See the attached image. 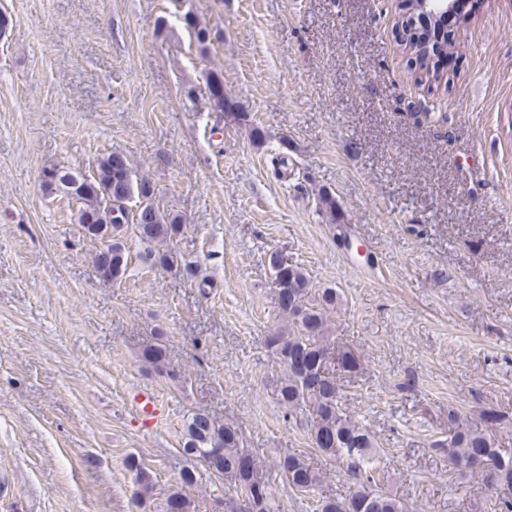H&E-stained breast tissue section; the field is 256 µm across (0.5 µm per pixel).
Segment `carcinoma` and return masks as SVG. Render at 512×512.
Here are the masks:
<instances>
[{
	"label": "carcinoma",
	"mask_w": 512,
	"mask_h": 512,
	"mask_svg": "<svg viewBox=\"0 0 512 512\" xmlns=\"http://www.w3.org/2000/svg\"><path fill=\"white\" fill-rule=\"evenodd\" d=\"M409 15V37L404 48L420 73V79L431 86L449 82L447 74L435 69V54H452L455 44L437 42L428 32L416 27V19L425 16L418 0H405ZM211 109L224 114L233 124L243 125L248 113L224 94V81L218 75L206 80ZM128 157L112 151L97 159L90 174L58 165L42 169V187L58 193L77 206L78 224L85 237L104 240L125 224L135 226L140 240L153 246L151 256L161 266L174 263L176 254L170 241L180 233L177 218L161 211L152 200V185L146 178L133 179ZM138 198L136 210L127 207ZM282 257H270L274 271V296L282 314L288 319V332H279L265 340L267 349L282 366L283 376L276 386L278 403L293 411L311 408L308 432L312 448L334 460L348 476L352 490L343 498L325 497L319 512H405L404 503L382 488L386 473L375 465L378 450L374 436L341 404V379H353L362 371L360 359L351 351L336 348L327 332L330 316L336 312L334 288L315 291L303 269ZM92 263L105 283L121 280L128 265L124 249L117 242L101 244L92 255ZM142 359L158 372L164 371L166 349L157 344L142 351ZM486 426L468 425L462 412L448 410V438L432 443L434 450L444 449L448 463L460 470H471L481 476V494L486 512H512V448H503L496 429L506 416L492 409L483 411ZM181 453L198 460L216 477L233 485L241 500L233 512H269L270 486L259 475L256 457L240 446L236 428L205 411L192 414L185 425ZM134 472L135 500L144 505L153 491L151 474L137 457L127 458ZM276 469L291 491L299 496L315 492L324 475L306 460L302 453H288L276 461ZM197 483L196 471L184 467L180 481L169 490L161 512H195L196 505L186 490Z\"/></svg>",
	"instance_id": "1"
}]
</instances>
